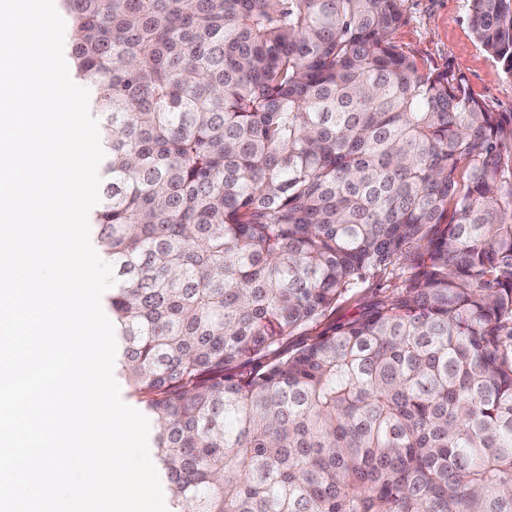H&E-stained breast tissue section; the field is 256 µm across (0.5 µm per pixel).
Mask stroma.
Segmentation results:
<instances>
[{
    "label": "stroma",
    "mask_w": 512,
    "mask_h": 512,
    "mask_svg": "<svg viewBox=\"0 0 512 512\" xmlns=\"http://www.w3.org/2000/svg\"><path fill=\"white\" fill-rule=\"evenodd\" d=\"M467 0H407L396 43L433 67H453L491 109L512 112V77L476 41L467 21Z\"/></svg>",
    "instance_id": "obj_1"
}]
</instances>
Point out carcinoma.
I'll list each match as a JSON object with an SVG mask.
<instances>
[{"label":"carcinoma","mask_w":512,"mask_h":512,"mask_svg":"<svg viewBox=\"0 0 512 512\" xmlns=\"http://www.w3.org/2000/svg\"><path fill=\"white\" fill-rule=\"evenodd\" d=\"M57 2L173 512H512V113L393 41L406 0ZM468 2L512 77V0ZM397 281L398 280L395 276L392 277L391 274H386L381 279L375 281L369 288L358 289V293L353 299L341 304L336 308V311L326 318L321 324L308 328L302 333L303 336H294L290 338L288 340V347L293 348L302 341L312 339L315 336L320 335V333H322L330 324L345 322L356 316L357 313L362 310L363 306L389 295L393 288V284Z\"/></svg>","instance_id":"cac0c4a2"}]
</instances>
